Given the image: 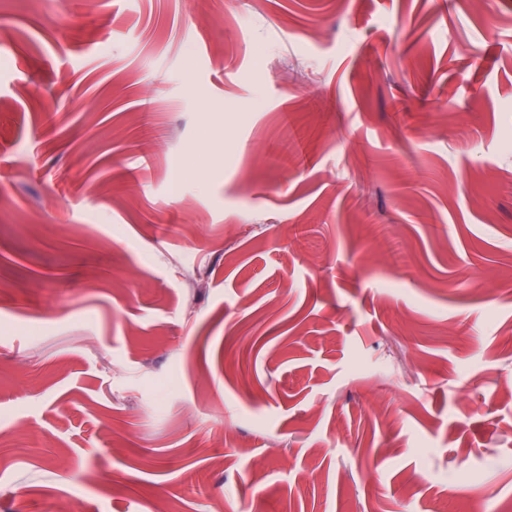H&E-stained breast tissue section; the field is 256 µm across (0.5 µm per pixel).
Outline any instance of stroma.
<instances>
[{
    "instance_id": "obj_1",
    "label": "stroma",
    "mask_w": 512,
    "mask_h": 512,
    "mask_svg": "<svg viewBox=\"0 0 512 512\" xmlns=\"http://www.w3.org/2000/svg\"><path fill=\"white\" fill-rule=\"evenodd\" d=\"M494 12L0 0V512H498Z\"/></svg>"
}]
</instances>
